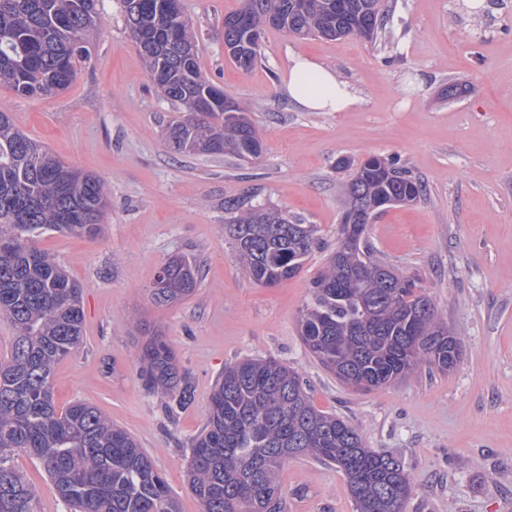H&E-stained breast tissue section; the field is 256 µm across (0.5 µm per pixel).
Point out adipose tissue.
I'll list each match as a JSON object with an SVG mask.
<instances>
[{"instance_id": "adipose-tissue-1", "label": "adipose tissue", "mask_w": 512, "mask_h": 512, "mask_svg": "<svg viewBox=\"0 0 512 512\" xmlns=\"http://www.w3.org/2000/svg\"><path fill=\"white\" fill-rule=\"evenodd\" d=\"M285 87L293 102L307 112H345L358 101L355 89L333 67L300 53L288 57Z\"/></svg>"}]
</instances>
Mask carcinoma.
<instances>
[{
  "mask_svg": "<svg viewBox=\"0 0 512 512\" xmlns=\"http://www.w3.org/2000/svg\"><path fill=\"white\" fill-rule=\"evenodd\" d=\"M101 0H0V86L26 98L67 89L86 43L100 24ZM125 25L162 95L185 108L167 127L169 146L187 155L239 159L260 155L248 107L201 74L192 24L170 16L168 0H122ZM387 0H241L224 16L229 59L252 68L260 24L302 37L373 42ZM426 186L394 159L370 156L345 185L336 251L310 282L298 320L309 354L342 384L369 391L425 364L453 369L460 345L414 278L374 255L367 224L387 203L411 205ZM109 207L104 182L75 170L15 127L0 111V319L15 329L0 360V512H39L38 492L13 465L36 458L69 512H179L176 497L145 451L97 408L74 402L56 409L55 367L83 339L81 287L38 246L47 231L94 237ZM224 228L247 276L267 287L295 277L319 245L312 224L248 197L224 201ZM168 288L151 292L163 305L194 293L201 268L185 256L160 268ZM146 336L139 376L175 414L192 402L174 350L160 330ZM312 456L347 477L356 512H404L412 493L401 461L365 446L347 420L321 411L298 373L273 358L224 367L207 420L192 442L188 485L202 512H284L279 472L285 461Z\"/></svg>",
  "mask_w": 512,
  "mask_h": 512,
  "instance_id": "1",
  "label": "carcinoma"
}]
</instances>
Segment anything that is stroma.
Segmentation results:
<instances>
[{
	"instance_id": "obj_1",
	"label": "stroma",
	"mask_w": 512,
	"mask_h": 512,
	"mask_svg": "<svg viewBox=\"0 0 512 512\" xmlns=\"http://www.w3.org/2000/svg\"><path fill=\"white\" fill-rule=\"evenodd\" d=\"M377 42L301 38L272 28L250 70L224 52V17L239 0H182L202 73L250 109L259 158L185 156L170 149L181 107L164 100L126 29L121 0H102L101 25L72 84L20 98L0 87L14 125L59 159L102 179L110 208L94 238L48 232L53 254L82 288L84 341L55 369L57 409L89 403L129 432L179 502L191 444L226 365L272 356L296 368L314 405L355 427L365 445L398 457L413 493L406 512H512V0L474 18L459 0H389ZM335 68L358 103L306 112L284 90L288 55ZM455 97L445 98L448 85ZM370 155L395 157L426 185L424 200L388 208L366 235L375 253L414 276L461 345L442 373L419 367L369 392L345 388L305 350L298 319L311 279L336 249L345 184ZM349 160L337 169L339 159ZM239 196L315 225L320 245L274 287L251 281L224 232ZM196 257L195 292L155 305L165 261ZM157 323L193 402L168 416L137 375V321ZM287 512H355L345 475L310 457L280 475Z\"/></svg>"
}]
</instances>
